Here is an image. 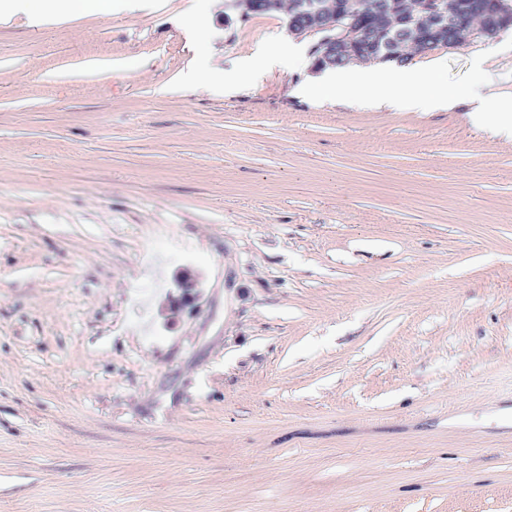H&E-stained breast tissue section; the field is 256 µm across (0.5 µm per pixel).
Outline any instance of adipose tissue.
I'll return each instance as SVG.
<instances>
[{
  "mask_svg": "<svg viewBox=\"0 0 512 512\" xmlns=\"http://www.w3.org/2000/svg\"><path fill=\"white\" fill-rule=\"evenodd\" d=\"M112 0H0V22L18 14H39L54 19H71L110 9ZM512 80V70L477 67L473 84L448 85L441 62L428 68H398L387 64L371 67L328 69L308 85L310 97L319 101L354 98L375 107L408 108L421 111L450 106L458 98L472 96L481 109L496 107L500 86Z\"/></svg>",
  "mask_w": 512,
  "mask_h": 512,
  "instance_id": "obj_1",
  "label": "adipose tissue"
}]
</instances>
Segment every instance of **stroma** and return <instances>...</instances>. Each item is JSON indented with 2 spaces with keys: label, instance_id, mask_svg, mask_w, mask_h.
I'll return each mask as SVG.
<instances>
[{
  "label": "stroma",
  "instance_id": "35a3bbf8",
  "mask_svg": "<svg viewBox=\"0 0 512 512\" xmlns=\"http://www.w3.org/2000/svg\"><path fill=\"white\" fill-rule=\"evenodd\" d=\"M287 37L0 23V512H512V142L465 99L316 104ZM205 50L280 64L172 90Z\"/></svg>",
  "mask_w": 512,
  "mask_h": 512
}]
</instances>
